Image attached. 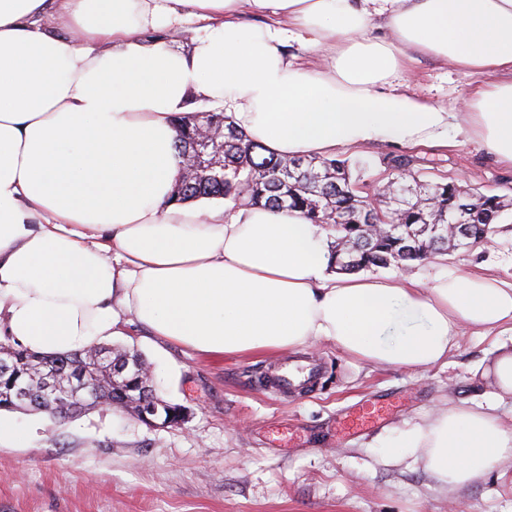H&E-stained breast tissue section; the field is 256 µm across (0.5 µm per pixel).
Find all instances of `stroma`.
Here are the masks:
<instances>
[{
  "instance_id": "stroma-1",
  "label": "stroma",
  "mask_w": 512,
  "mask_h": 512,
  "mask_svg": "<svg viewBox=\"0 0 512 512\" xmlns=\"http://www.w3.org/2000/svg\"><path fill=\"white\" fill-rule=\"evenodd\" d=\"M423 97L456 112L482 76L423 57L407 76ZM351 177L373 188L396 178L393 159L414 160L430 181L512 197V172L452 128L447 147L342 149ZM512 281V227L490 243L416 265ZM512 335H465L445 364L426 370L375 367L322 342L301 352L326 369L321 386L291 395L257 382L278 356L205 357L124 326L112 346L140 351L159 396L184 406L180 425L148 426L97 408L64 421L0 411L15 434L0 439V512H512V464L448 493L410 459L383 462L374 446L390 430L462 401L485 404L496 391L474 370Z\"/></svg>"
}]
</instances>
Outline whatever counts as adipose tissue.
<instances>
[{
	"instance_id": "ef3b65f1",
	"label": "adipose tissue",
	"mask_w": 512,
	"mask_h": 512,
	"mask_svg": "<svg viewBox=\"0 0 512 512\" xmlns=\"http://www.w3.org/2000/svg\"><path fill=\"white\" fill-rule=\"evenodd\" d=\"M182 13L203 21L184 46L160 34ZM421 56L486 75L469 133L512 171V0H0V337L58 356L135 322L206 356L327 341L423 370L463 330L512 332V282L336 276L299 211L170 200L195 100L281 157L447 146L455 113L402 81ZM379 446L456 491L512 458V427L463 402Z\"/></svg>"
}]
</instances>
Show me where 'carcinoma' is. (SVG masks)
Masks as SVG:
<instances>
[{
  "instance_id": "obj_1",
  "label": "carcinoma",
  "mask_w": 512,
  "mask_h": 512,
  "mask_svg": "<svg viewBox=\"0 0 512 512\" xmlns=\"http://www.w3.org/2000/svg\"><path fill=\"white\" fill-rule=\"evenodd\" d=\"M224 127V174L219 180L198 177L181 183L170 200L192 203L222 199L236 209L243 205L300 210L307 219L333 233L334 269L347 272L372 268H403L411 261L443 255L454 247L448 233L450 221L466 214L469 244L491 241L495 225L512 211V198L500 201L473 188L423 181L411 170V160L393 161L394 170L420 186L419 199L395 213L390 205L375 207L369 191L351 180L348 162L327 158H284L263 154L264 147L237 131L224 112L212 113ZM294 176H288V168ZM385 224L380 234L368 232L371 224ZM94 349L80 354L42 356L26 351L23 376L40 383L39 363L51 365L62 378L78 360L90 364Z\"/></svg>"
}]
</instances>
